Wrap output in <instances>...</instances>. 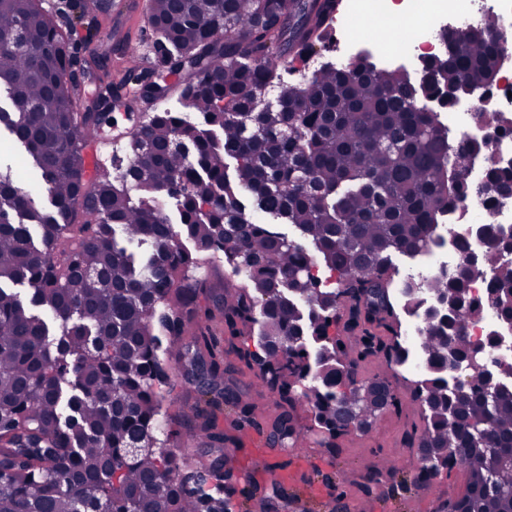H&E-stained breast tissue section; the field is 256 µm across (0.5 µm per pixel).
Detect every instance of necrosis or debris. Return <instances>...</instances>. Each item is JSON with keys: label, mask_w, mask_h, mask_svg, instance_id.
<instances>
[{"label": "necrosis or debris", "mask_w": 512, "mask_h": 512, "mask_svg": "<svg viewBox=\"0 0 512 512\" xmlns=\"http://www.w3.org/2000/svg\"><path fill=\"white\" fill-rule=\"evenodd\" d=\"M495 15L496 31L503 44L497 75L492 82L478 83L472 92L453 104L432 99L440 124L449 138L481 143L464 173L473 192L466 200L442 210L427 249L411 256L405 276L414 287V301L404 317L408 333L424 335L429 326L426 312L438 307L425 287L428 276L449 275L484 246L483 225L512 223V198L494 197L487 189L486 174L494 156L512 157V0H348L338 22L336 64L344 66L363 58L379 71H397L416 79L426 62L442 56L446 39L458 30H479L485 15ZM391 29L394 39L379 43L362 32V25ZM493 311L463 324L469 340L483 348V364L491 383L512 391V377L501 370L512 361V329H501Z\"/></svg>", "instance_id": "1"}]
</instances>
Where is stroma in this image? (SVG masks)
I'll list each match as a JSON object with an SVG mask.
<instances>
[{"instance_id":"1","label":"stroma","mask_w":512,"mask_h":512,"mask_svg":"<svg viewBox=\"0 0 512 512\" xmlns=\"http://www.w3.org/2000/svg\"><path fill=\"white\" fill-rule=\"evenodd\" d=\"M138 2V10L131 12L127 9L128 0H112L108 12L98 15L90 27L67 9L66 0H55L58 12L53 19L77 48L70 69L77 77L78 91L92 94L99 81L106 79L118 89L123 101L112 113L113 125L102 132L105 142L98 156L107 168L122 162V148L135 118L146 117L157 109L156 104L132 97L135 80L130 77L122 54L127 44L134 42L144 47L152 39L148 23L150 2ZM219 341L224 350L221 369L237 380L240 401L249 406L254 420L253 426L241 429L236 425L238 410L223 405L211 412L214 432L240 444V451L229 458L228 465L244 478L249 488L247 494L232 497L230 512H266L264 505L271 498L276 501V512H296L289 489L272 481L261 482L258 477L260 470L281 462L301 464L305 483L333 486L334 497L321 512H383L390 506L397 512H436L442 502L465 494L468 475L459 468L442 471L427 485L414 483L411 474L404 473L391 489L375 486L366 494L358 487L359 477L368 467L387 468L397 462L408 463L410 459L405 435L423 426L421 414L410 400L412 372L388 364L381 354L358 357L357 379L389 378L396 395L395 404L379 414L370 435L350 432L321 445L308 434L295 448L284 453L274 446L271 438L273 422L281 411L280 395L265 386L255 371L248 369L237 356L239 347H256V335L233 338L223 332ZM160 359L167 378L157 386L162 397L158 436L174 445L176 453H188L202 466H209L217 451L196 437L186 419L199 400L197 385L184 376L174 356L164 352Z\"/></svg>"}]
</instances>
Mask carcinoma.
<instances>
[{"instance_id": "carcinoma-1", "label": "carcinoma", "mask_w": 512, "mask_h": 512, "mask_svg": "<svg viewBox=\"0 0 512 512\" xmlns=\"http://www.w3.org/2000/svg\"><path fill=\"white\" fill-rule=\"evenodd\" d=\"M336 0H151L152 51L161 44L201 61L180 94V108L153 112L129 133V164L113 176L87 173L84 132L112 122L81 109L61 81L67 37L42 0H0V32L22 27L42 50L0 51V93L12 110L0 124L40 173L49 206L0 177V512H228L234 489L224 461L205 477L156 437L165 378L163 339L186 365L201 364L197 429L212 442L208 408L239 406L220 382V359L197 300L193 275L219 256L239 278L219 313L231 337L257 330L260 351L238 349L270 388L288 383L277 443L298 441L295 408L305 402L312 427L368 435L395 396L383 378L358 384L342 343L329 336L342 295L350 313L386 323L397 340L388 360L405 361L402 283L392 258L423 249L448 198H463L461 143L423 100L433 87L496 75L500 47L486 31L449 38L450 51L425 67V93L393 72L358 60L326 63L264 96L288 57L306 63L329 38ZM141 192L133 198L127 186ZM492 190L512 186V170L488 169ZM172 204L176 217L166 212ZM294 226L312 249L260 224L254 212ZM475 266L426 287L449 311L430 312L412 396L424 427L412 472L430 481L443 466L464 469L466 494L448 512H512V392L490 383L462 322L479 313L468 283L489 277L491 306L512 321V262L502 261L495 225ZM192 247H187L186 243ZM338 274L330 288L313 273ZM32 291L24 302L13 286ZM204 320L192 348L184 327ZM471 363L469 385L448 384V366Z\"/></svg>"}]
</instances>
